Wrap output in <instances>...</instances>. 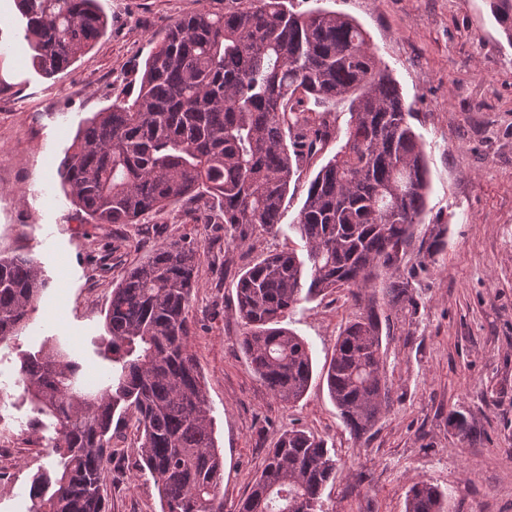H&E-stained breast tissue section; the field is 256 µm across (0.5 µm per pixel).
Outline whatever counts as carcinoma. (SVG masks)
Here are the masks:
<instances>
[{
	"instance_id": "cac0c4a2",
	"label": "carcinoma",
	"mask_w": 512,
	"mask_h": 512,
	"mask_svg": "<svg viewBox=\"0 0 512 512\" xmlns=\"http://www.w3.org/2000/svg\"><path fill=\"white\" fill-rule=\"evenodd\" d=\"M291 0H250L222 14L172 23L146 59L140 89L88 119L70 146L61 189L91 224H136L183 200L212 203L224 242L252 249L257 232L279 231L300 163L331 140V113L309 103L349 102L346 141L309 184L296 224L303 254L286 247L239 273L234 315L239 347L267 391L298 402L313 375L308 343L282 326L315 296L346 290L361 306L340 332L326 367L330 397L350 435H370L389 402L376 294L413 305L401 274L407 251L430 257L444 232L422 236L429 188L420 136L397 81L350 16ZM32 63L46 77L68 69L106 35L96 0H17ZM512 45V0H490ZM199 247L162 242L112 289L106 314L112 369L95 388L60 343L20 357L19 382L35 410L55 421L52 469L33 480L30 512H108L107 465L116 412L135 419L139 468L162 512H224V464L205 386L189 352L190 300ZM27 254L0 255V345L27 326L47 281ZM448 424L472 436L467 418ZM340 465L303 429L284 431L236 512H323L322 492ZM406 512H448V494L413 483Z\"/></svg>"
}]
</instances>
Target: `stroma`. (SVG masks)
<instances>
[{
    "mask_svg": "<svg viewBox=\"0 0 512 512\" xmlns=\"http://www.w3.org/2000/svg\"><path fill=\"white\" fill-rule=\"evenodd\" d=\"M247 0H99L108 33L53 78L32 66L15 0H0V254L30 253L49 282L17 339L0 348L8 385L0 421L51 443V418L33 413L15 384L20 353L55 338L103 380L106 311L113 288L163 241L200 243L189 351L204 379L224 458L222 491L234 512L280 434L303 428L335 451L341 471L323 492L324 512H405L406 494L428 482L448 494V512H512V45L489 0H293L345 13L366 33L399 83L429 171L422 231L446 227L435 256L411 250L402 272L412 308L393 315L382 338L388 408L368 440L345 429L322 377L344 326L359 312L340 291L301 303L284 324L310 346L313 379L300 401L273 398L236 338L232 311L239 270L288 242L310 180L339 149L331 139L291 182L280 230L253 249L224 243L206 205L181 202L138 224H88L60 188L61 162L80 126L113 102L136 95L155 42L177 18L220 14ZM69 263L59 278L55 255ZM474 431L460 441L450 411ZM112 441L124 458L108 467L109 512H161L140 471L136 430L114 416ZM52 465L46 452L17 449L0 474V512H29L33 479Z\"/></svg>",
    "mask_w": 512,
    "mask_h": 512,
    "instance_id": "35a3bbf8",
    "label": "stroma"
}]
</instances>
